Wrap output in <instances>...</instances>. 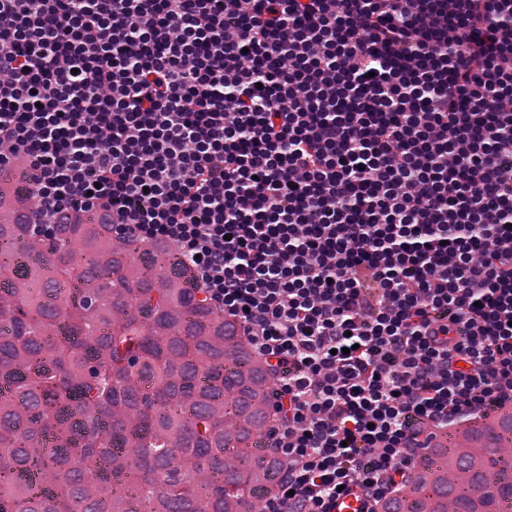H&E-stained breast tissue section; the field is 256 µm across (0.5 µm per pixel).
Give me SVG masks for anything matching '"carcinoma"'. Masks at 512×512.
I'll return each mask as SVG.
<instances>
[{
    "label": "carcinoma",
    "mask_w": 512,
    "mask_h": 512,
    "mask_svg": "<svg viewBox=\"0 0 512 512\" xmlns=\"http://www.w3.org/2000/svg\"><path fill=\"white\" fill-rule=\"evenodd\" d=\"M0 223V512H262L271 374L161 246ZM382 512H508L512 413Z\"/></svg>",
    "instance_id": "carcinoma-1"
}]
</instances>
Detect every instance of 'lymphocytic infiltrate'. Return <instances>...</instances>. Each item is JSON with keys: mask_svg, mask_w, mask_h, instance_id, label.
Returning <instances> with one entry per match:
<instances>
[{"mask_svg": "<svg viewBox=\"0 0 512 512\" xmlns=\"http://www.w3.org/2000/svg\"><path fill=\"white\" fill-rule=\"evenodd\" d=\"M170 246L273 374L263 512H380L512 405V0H0V172Z\"/></svg>", "mask_w": 512, "mask_h": 512, "instance_id": "f902f5d3", "label": "lymphocytic infiltrate"}]
</instances>
